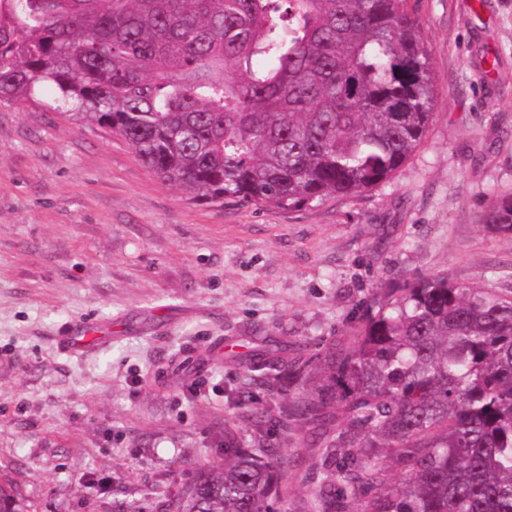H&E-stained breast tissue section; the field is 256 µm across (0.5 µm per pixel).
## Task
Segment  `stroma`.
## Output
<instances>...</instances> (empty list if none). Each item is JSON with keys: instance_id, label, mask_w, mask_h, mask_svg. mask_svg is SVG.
Here are the masks:
<instances>
[{"instance_id": "1", "label": "stroma", "mask_w": 512, "mask_h": 512, "mask_svg": "<svg viewBox=\"0 0 512 512\" xmlns=\"http://www.w3.org/2000/svg\"><path fill=\"white\" fill-rule=\"evenodd\" d=\"M408 6L431 54L429 129L355 196L200 203L121 138L50 108L49 86L0 104V471L29 512H155L223 459L228 425L244 446L279 447L274 512H312L324 450L307 426L240 427L241 367L198 356L257 336L321 353L434 275L512 298V236L483 221L512 193V0ZM81 321L111 327V347L60 349Z\"/></svg>"}]
</instances>
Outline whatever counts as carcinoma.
<instances>
[{"mask_svg": "<svg viewBox=\"0 0 512 512\" xmlns=\"http://www.w3.org/2000/svg\"><path fill=\"white\" fill-rule=\"evenodd\" d=\"M48 82L53 108L123 139L165 184L214 203L286 209L388 180L426 136L430 50L406 0H0V103ZM486 224L512 234V196ZM248 384L319 385L266 419L350 448L314 490H374L356 512H512V298L434 276L402 289L352 342L288 356L261 339ZM229 455L158 512H267L277 448ZM406 469L390 483L380 453Z\"/></svg>", "mask_w": 512, "mask_h": 512, "instance_id": "obj_1", "label": "carcinoma"}]
</instances>
